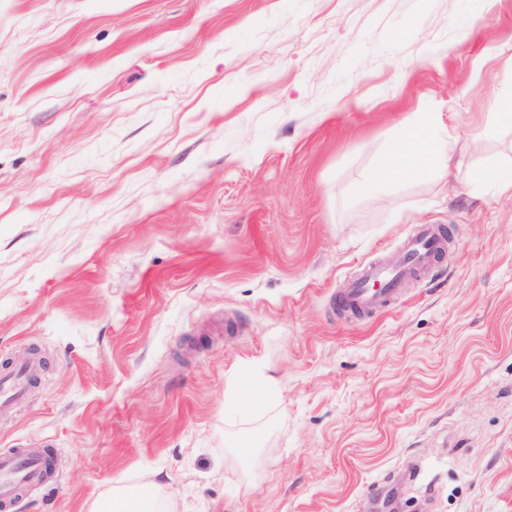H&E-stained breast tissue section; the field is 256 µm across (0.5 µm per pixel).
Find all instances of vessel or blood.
<instances>
[{
	"mask_svg": "<svg viewBox=\"0 0 512 512\" xmlns=\"http://www.w3.org/2000/svg\"><path fill=\"white\" fill-rule=\"evenodd\" d=\"M445 235L427 224L406 242L398 265L370 263L360 275L337 291L335 309L358 318H372L391 308L401 296L404 285L422 270L429 269L446 247ZM35 374L26 361L15 363L0 373V413L9 412L25 395ZM45 459L36 453L0 456V512H10L21 488L42 481Z\"/></svg>",
	"mask_w": 512,
	"mask_h": 512,
	"instance_id": "b4317fda",
	"label": "vessel or blood"
}]
</instances>
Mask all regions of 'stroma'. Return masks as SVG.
<instances>
[{
    "label": "stroma",
    "instance_id": "35a3bbf8",
    "mask_svg": "<svg viewBox=\"0 0 512 512\" xmlns=\"http://www.w3.org/2000/svg\"><path fill=\"white\" fill-rule=\"evenodd\" d=\"M510 89L512 0H0V453L55 458L14 512H512ZM426 115L457 180L363 192ZM470 181L493 183L499 195L512 197V170L477 169L471 173ZM447 238L435 226L425 224L406 242L399 265L370 263L360 275L336 292L335 309L358 318L370 319L391 308L402 295L403 286L422 270H428L442 254ZM35 374L34 366L16 362L6 373H0V413L9 412L25 395Z\"/></svg>",
    "mask_w": 512,
    "mask_h": 512
}]
</instances>
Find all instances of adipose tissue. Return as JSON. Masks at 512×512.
Masks as SVG:
<instances>
[{"label":"adipose tissue","mask_w":512,"mask_h":512,"mask_svg":"<svg viewBox=\"0 0 512 512\" xmlns=\"http://www.w3.org/2000/svg\"><path fill=\"white\" fill-rule=\"evenodd\" d=\"M453 168L450 138L437 135L435 119L427 115L389 148L367 184L374 187L396 186L406 181L424 182L451 176Z\"/></svg>","instance_id":"1"}]
</instances>
